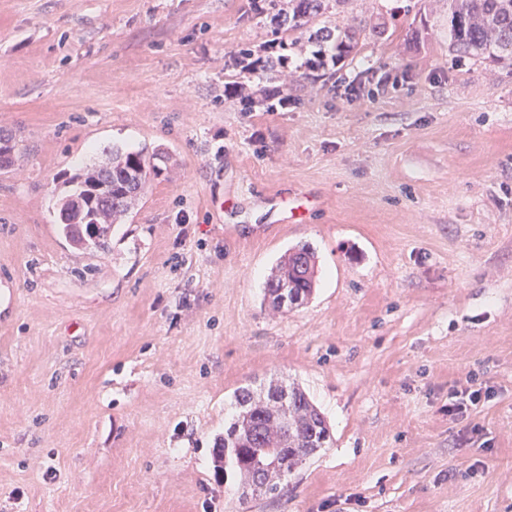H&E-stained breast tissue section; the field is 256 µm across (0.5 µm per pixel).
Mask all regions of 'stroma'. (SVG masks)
<instances>
[{
  "mask_svg": "<svg viewBox=\"0 0 512 512\" xmlns=\"http://www.w3.org/2000/svg\"><path fill=\"white\" fill-rule=\"evenodd\" d=\"M352 14L357 57L249 74V0H0V512H512V69L449 52L446 0ZM159 146L109 250L72 247V177ZM302 244L314 294L271 313ZM273 379L332 442L245 499L214 442ZM316 256L314 250L306 244L288 249L272 268L266 282L264 302L276 312L288 309L281 307L278 294L282 290L301 296L302 305L311 296L315 286ZM298 305V306H299ZM475 379L468 377L465 383L455 382L448 391V416L453 420L463 419L483 401H488L492 393L489 389H474Z\"/></svg>",
  "mask_w": 512,
  "mask_h": 512,
  "instance_id": "stroma-1",
  "label": "stroma"
}]
</instances>
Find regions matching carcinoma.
Here are the masks:
<instances>
[{
	"instance_id": "obj_1",
	"label": "carcinoma",
	"mask_w": 512,
	"mask_h": 512,
	"mask_svg": "<svg viewBox=\"0 0 512 512\" xmlns=\"http://www.w3.org/2000/svg\"><path fill=\"white\" fill-rule=\"evenodd\" d=\"M325 0H252L253 9L268 14L274 27L271 39L256 47L242 44L233 55L243 60L260 52L284 64L298 38L318 34L313 28L324 13ZM340 26L343 36L332 47L336 59L359 51L351 22ZM449 49L460 57L491 59L512 68V0H448ZM163 152L112 150L107 159L112 169L97 166L73 179L76 191L68 194L61 212L67 222L59 225L62 235L75 247L87 248V228L95 226L94 247L105 250L112 224L125 217L151 180L161 173L157 160ZM316 256L303 244L288 249L272 268L266 282L264 302L276 312L284 311L278 294L288 290L305 302L315 286ZM235 400L238 414L224 428L217 442V467L230 465L240 478L242 496L275 495L282 481L331 440L330 430L319 408L306 391L292 383L272 381L260 390L239 388Z\"/></svg>"
}]
</instances>
